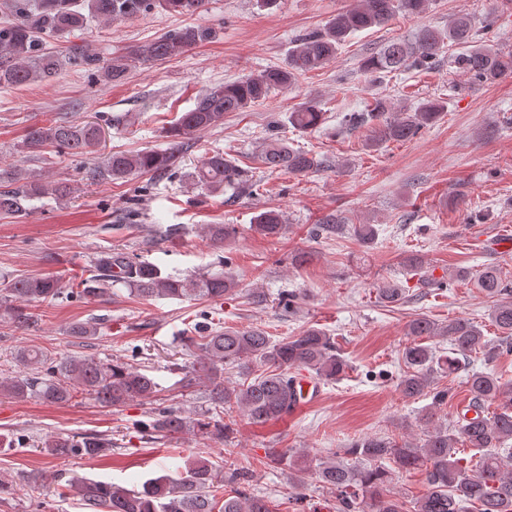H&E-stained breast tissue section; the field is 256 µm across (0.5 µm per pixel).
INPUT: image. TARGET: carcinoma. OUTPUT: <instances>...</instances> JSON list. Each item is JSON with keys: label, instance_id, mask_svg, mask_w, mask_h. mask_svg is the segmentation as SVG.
Instances as JSON below:
<instances>
[{"label": "carcinoma", "instance_id": "1", "mask_svg": "<svg viewBox=\"0 0 512 512\" xmlns=\"http://www.w3.org/2000/svg\"><path fill=\"white\" fill-rule=\"evenodd\" d=\"M430 0H357V4L330 19L324 28L299 36L288 51L284 67H269L258 74L210 88L199 96L194 108L182 113L165 131L172 146L136 154L117 152L97 163L93 176L100 180L121 179L135 174L165 173L176 168L182 140L187 136L224 123L227 112H243L266 100L272 91L284 89L309 72L323 68L335 59L339 47L352 35L383 26L395 13L419 16ZM206 0H0V10L10 19L0 23V88H14L35 81H49L63 72L94 65L98 58L77 47L65 53L46 48L48 37L68 38L96 21L110 22L148 14L158 8L181 15L202 11ZM471 19L459 17L440 29L424 26L414 40H393L381 51L364 57L361 67L371 74H391L405 69L428 70L445 45L460 47L450 63L480 83L492 84L512 74V50L495 49L477 43ZM209 28L185 26L165 33L138 49L132 58L106 60L101 71L110 81L125 79L131 62H165L184 55L209 41ZM447 110L442 100L421 102L411 112L385 116L388 105L374 102L365 114L346 113L341 123L355 128L373 125L371 142L407 141L435 123ZM288 122L307 132L324 122V113L306 102L288 115ZM101 141L97 122H57L30 128L25 137L29 149L53 148L58 153L92 155ZM260 165L269 172L306 174L318 167L316 158L288 146L283 140L262 145ZM190 186L206 192L230 191L237 194L247 183L240 167L214 151L188 174ZM69 189L62 184L42 183L36 175L17 168L9 184L0 190V218L17 219L28 210V203L47 195L59 203L67 200ZM253 229L266 238L278 239L286 224L283 215L269 209L254 218ZM235 234L229 224H210L206 236L220 246ZM476 286L492 300L490 319L499 340L485 336L481 324L457 317L437 323L421 315L407 325L408 343L402 350L407 368L397 388L408 399L432 395V403L422 409L419 439L396 441L390 437H362L348 448L313 463L306 455L288 458L286 453L271 456L273 464L286 465L293 483L300 486L311 472L322 486L336 495L340 512H512V379L494 371L470 368L476 356L493 362L512 352V290L503 285L500 273L486 267L475 277ZM120 284L146 299H181L192 296L219 301L232 294L236 283L222 272L190 274L178 278L165 274L152 262L136 254L107 251L97 259L92 275L74 287H65L52 277L15 279L0 289V308L20 329L37 324L28 306L73 296L103 297ZM194 335L184 336V346L199 351L202 374L184 375L177 384L191 387L204 383L208 407L193 417L172 405L155 407L144 433L160 437L193 434L219 436L231 429V418L238 415L251 424L264 425L292 413L297 406L296 377L292 370H305L324 382L338 380L349 368L338 352L336 342L323 330L307 327L294 336L272 342L260 328L235 329L194 325ZM448 340L444 355L424 339ZM27 368L23 376H0V393L14 398H38L61 404L77 394H86L105 406L133 401H152L162 391L155 377L130 364L102 360L95 356L70 357L48 361L43 352L26 348L18 352ZM239 369V379L224 371ZM464 375L470 399L465 412L439 424L438 412L448 399V389L434 387L438 377ZM496 411L488 412V406ZM229 421H224V418ZM480 450L474 466L458 457L459 444ZM41 450L53 457L95 460L112 454V438L101 434L62 436L48 434L41 439ZM393 464L398 470H422L427 490L418 498L401 500L391 494ZM64 488L74 492L86 512H276V503L250 491L245 473L229 469L224 477L209 460L194 458L184 472L145 480L141 487L124 488L93 480L76 473L65 480Z\"/></svg>", "mask_w": 512, "mask_h": 512}]
</instances>
